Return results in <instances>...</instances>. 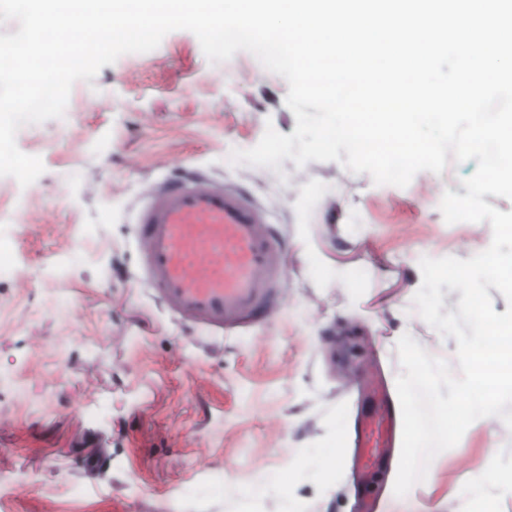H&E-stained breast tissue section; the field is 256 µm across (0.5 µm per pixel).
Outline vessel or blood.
<instances>
[{"label": "vessel or blood", "mask_w": 512, "mask_h": 512, "mask_svg": "<svg viewBox=\"0 0 512 512\" xmlns=\"http://www.w3.org/2000/svg\"><path fill=\"white\" fill-rule=\"evenodd\" d=\"M139 284L208 335H233L270 320L288 280L287 244L249 193L184 169L150 187L136 211ZM349 433L360 512H380L372 478L402 443L401 410L378 366H367Z\"/></svg>", "instance_id": "vessel-or-blood-1"}]
</instances>
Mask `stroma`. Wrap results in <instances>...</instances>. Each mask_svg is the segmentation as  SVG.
<instances>
[{
	"instance_id": "1",
	"label": "stroma",
	"mask_w": 512,
	"mask_h": 512,
	"mask_svg": "<svg viewBox=\"0 0 512 512\" xmlns=\"http://www.w3.org/2000/svg\"><path fill=\"white\" fill-rule=\"evenodd\" d=\"M288 90L176 30L19 129L45 171L0 177V512H354L343 389L374 360L396 380L406 333L455 362L412 303L419 261L470 258L492 229L439 209L473 160L404 188L333 161L231 164L267 126L293 133ZM187 166L247 188L288 240L286 303L250 331L204 336L137 282L132 209ZM391 512H512V431L474 422Z\"/></svg>"
}]
</instances>
